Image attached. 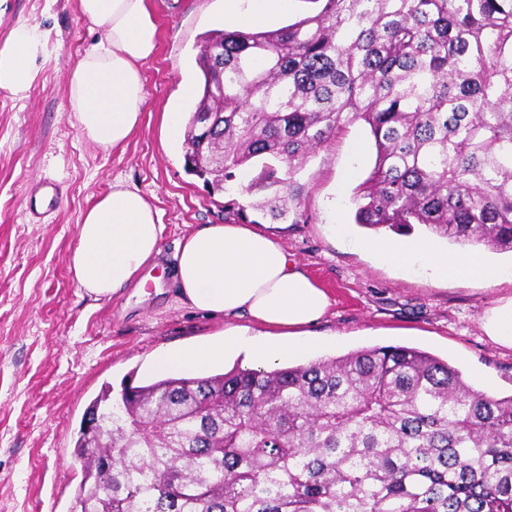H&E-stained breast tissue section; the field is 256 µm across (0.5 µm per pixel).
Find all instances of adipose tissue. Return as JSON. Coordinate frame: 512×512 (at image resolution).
Returning <instances> with one entry per match:
<instances>
[{
	"instance_id": "adipose-tissue-1",
	"label": "adipose tissue",
	"mask_w": 512,
	"mask_h": 512,
	"mask_svg": "<svg viewBox=\"0 0 512 512\" xmlns=\"http://www.w3.org/2000/svg\"><path fill=\"white\" fill-rule=\"evenodd\" d=\"M224 0L227 25L259 26L287 10L288 0ZM80 14L99 34L67 77L75 119L86 139L107 151L123 146L141 125L142 64L154 56L158 27L147 0H77ZM48 34L28 23L15 25L0 43V90L27 97L45 53ZM164 226L159 212L138 189L113 184L86 210L77 226L69 270L79 288L108 297L137 284L141 271L156 266ZM364 248L401 266L414 263L436 281H504L503 270L480 253L451 255L412 238L369 239ZM176 299L190 310L229 320L219 341L158 355L152 370L199 371L231 354L275 364L308 354L300 336L321 320L330 298L272 235L252 224H207L175 244L171 255ZM247 317L249 327L236 326Z\"/></svg>"
}]
</instances>
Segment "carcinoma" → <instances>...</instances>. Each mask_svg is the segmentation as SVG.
I'll return each mask as SVG.
<instances>
[{"label": "carcinoma", "mask_w": 512, "mask_h": 512, "mask_svg": "<svg viewBox=\"0 0 512 512\" xmlns=\"http://www.w3.org/2000/svg\"><path fill=\"white\" fill-rule=\"evenodd\" d=\"M185 166L238 215H298L296 175L351 123L376 159L355 222L512 251V0H322L212 31ZM211 112L209 132L195 118ZM70 512H512V394L373 346L269 370L124 384L87 407Z\"/></svg>", "instance_id": "obj_1"}]
</instances>
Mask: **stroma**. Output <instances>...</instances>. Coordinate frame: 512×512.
Here are the masks:
<instances>
[{"label":"stroma","mask_w":512,"mask_h":512,"mask_svg":"<svg viewBox=\"0 0 512 512\" xmlns=\"http://www.w3.org/2000/svg\"><path fill=\"white\" fill-rule=\"evenodd\" d=\"M158 24L155 56L142 64L143 117L123 148L102 152L82 135L67 77L92 44L76 0H7L0 41L18 22L49 33L46 55L24 100L0 91V512H69L82 480L74 445L83 414L105 385L150 382L155 352L208 340L224 322L175 300L170 271L148 267L144 288L93 299L77 288L68 258L84 211L113 184L139 189L164 226L162 250L202 224L234 220L227 194L210 193L184 167L183 143L170 144L163 115L190 114L202 73V40L222 29L223 0H149ZM376 149L358 121L317 149L297 176L299 223L263 218L329 294L316 325L320 356L374 345L415 347L448 360L481 387L512 393V349L485 336L480 319L512 283L430 282L421 265L401 269L362 252L370 229L356 224V187ZM34 178L59 184L58 209L30 219L23 196Z\"/></svg>","instance_id":"obj_1"}]
</instances>
